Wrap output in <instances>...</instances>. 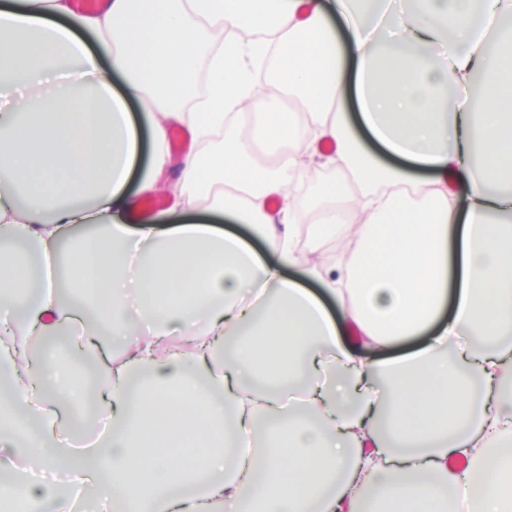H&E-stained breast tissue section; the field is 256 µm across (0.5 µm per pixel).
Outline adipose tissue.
<instances>
[{
    "label": "adipose tissue",
    "mask_w": 512,
    "mask_h": 512,
    "mask_svg": "<svg viewBox=\"0 0 512 512\" xmlns=\"http://www.w3.org/2000/svg\"><path fill=\"white\" fill-rule=\"evenodd\" d=\"M511 11L0 0V468L22 450L79 472L112 512H512V459L496 452L512 442V225L495 220L512 192L487 189L512 180ZM175 124L196 145L176 165ZM324 140L361 197L331 179L270 214ZM417 178L421 205L404 191ZM162 181L180 216L167 227L137 210ZM76 224L90 233L71 239ZM328 239L346 252L307 264ZM21 331L96 354L102 441L74 445L85 399L45 361L17 366ZM0 512H70L68 491L0 483Z\"/></svg>",
    "instance_id": "obj_1"
}]
</instances>
